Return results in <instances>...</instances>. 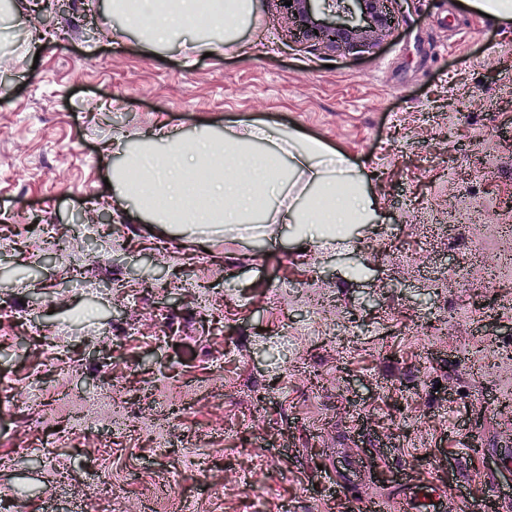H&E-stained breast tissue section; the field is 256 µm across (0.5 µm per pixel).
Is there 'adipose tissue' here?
Instances as JSON below:
<instances>
[{
    "mask_svg": "<svg viewBox=\"0 0 512 512\" xmlns=\"http://www.w3.org/2000/svg\"><path fill=\"white\" fill-rule=\"evenodd\" d=\"M268 129L245 123L225 135L223 148L210 138L187 143L175 132L161 129L154 137L168 147L153 162L132 158L127 171L132 178L128 189L139 197L155 216L172 224H242L256 212L262 200L284 191L285 184H314L304 207L287 204L278 212L283 224H294L303 238L325 244L343 240L346 225L363 223L371 202L357 189L343 186L341 155L319 141L281 140L279 153L294 160L288 172H281L278 155L251 157L250 146L269 139ZM209 169L211 178L201 194H194L198 170Z\"/></svg>",
    "mask_w": 512,
    "mask_h": 512,
    "instance_id": "1",
    "label": "adipose tissue"
}]
</instances>
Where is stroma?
I'll return each instance as SVG.
<instances>
[{
  "label": "stroma",
  "mask_w": 512,
  "mask_h": 512,
  "mask_svg": "<svg viewBox=\"0 0 512 512\" xmlns=\"http://www.w3.org/2000/svg\"><path fill=\"white\" fill-rule=\"evenodd\" d=\"M0 12V505L9 512H359L416 474L445 512L512 492V22L463 0H400L372 50L295 42L274 0L231 38L147 39L113 0ZM97 110H88L89 102ZM242 122L321 141L372 201L342 243L291 224H160L113 182L158 126ZM111 224L85 232L78 213ZM499 243L469 264L468 239ZM99 293L73 291L75 271ZM207 290L200 311L182 283ZM83 329L63 356L49 338ZM125 432L101 447L111 379ZM69 390L93 433L60 437L25 394ZM58 448L47 475L38 447Z\"/></svg>",
  "instance_id": "stroma-1"
}]
</instances>
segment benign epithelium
I'll list each match as a JSON object with an SVG mask.
<instances>
[{"label":"benign epithelium","instance_id":"1","mask_svg":"<svg viewBox=\"0 0 512 512\" xmlns=\"http://www.w3.org/2000/svg\"><path fill=\"white\" fill-rule=\"evenodd\" d=\"M293 36L327 52L366 50L388 37L396 24V0H277Z\"/></svg>","mask_w":512,"mask_h":512}]
</instances>
